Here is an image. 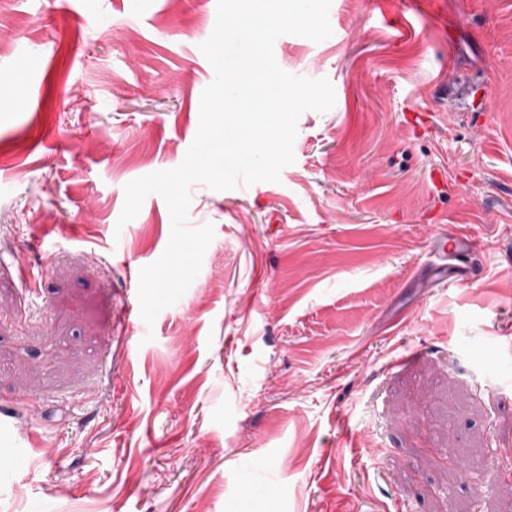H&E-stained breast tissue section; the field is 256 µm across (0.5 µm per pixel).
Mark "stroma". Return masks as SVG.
<instances>
[{
  "label": "stroma",
  "mask_w": 512,
  "mask_h": 512,
  "mask_svg": "<svg viewBox=\"0 0 512 512\" xmlns=\"http://www.w3.org/2000/svg\"><path fill=\"white\" fill-rule=\"evenodd\" d=\"M216 9L0 0V512H512V0L278 37L335 105L279 182L193 185L214 239L149 341L169 211L117 220L196 136ZM434 227L479 240L469 285L419 281Z\"/></svg>",
  "instance_id": "35a3bbf8"
}]
</instances>
